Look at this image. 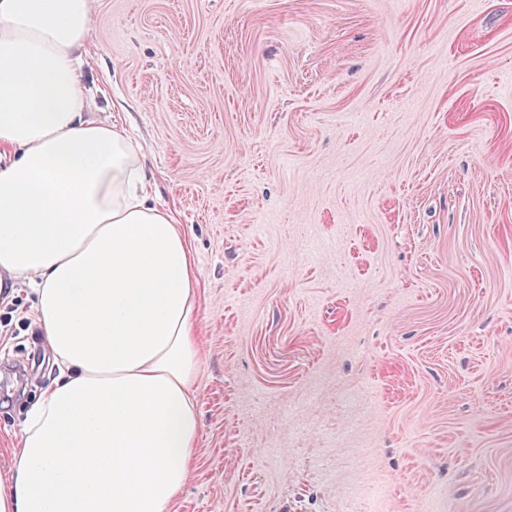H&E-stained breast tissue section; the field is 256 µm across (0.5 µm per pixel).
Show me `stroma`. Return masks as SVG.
Returning a JSON list of instances; mask_svg holds the SVG:
<instances>
[{
  "label": "stroma",
  "mask_w": 512,
  "mask_h": 512,
  "mask_svg": "<svg viewBox=\"0 0 512 512\" xmlns=\"http://www.w3.org/2000/svg\"><path fill=\"white\" fill-rule=\"evenodd\" d=\"M84 80L199 272L169 512H512V0H93Z\"/></svg>",
  "instance_id": "obj_1"
}]
</instances>
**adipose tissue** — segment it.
<instances>
[{
    "label": "adipose tissue",
    "instance_id": "ef3b65f1",
    "mask_svg": "<svg viewBox=\"0 0 512 512\" xmlns=\"http://www.w3.org/2000/svg\"><path fill=\"white\" fill-rule=\"evenodd\" d=\"M92 0H0V291L31 280L57 375L0 512H169L201 424L198 277L141 146L93 118Z\"/></svg>",
    "mask_w": 512,
    "mask_h": 512
}]
</instances>
